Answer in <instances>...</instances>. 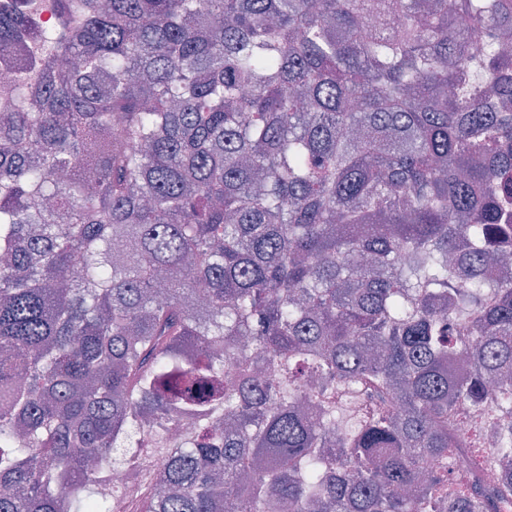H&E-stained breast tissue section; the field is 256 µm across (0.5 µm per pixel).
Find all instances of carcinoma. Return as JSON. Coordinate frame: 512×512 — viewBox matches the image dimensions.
I'll list each match as a JSON object with an SVG mask.
<instances>
[{
    "label": "carcinoma",
    "mask_w": 512,
    "mask_h": 512,
    "mask_svg": "<svg viewBox=\"0 0 512 512\" xmlns=\"http://www.w3.org/2000/svg\"><path fill=\"white\" fill-rule=\"evenodd\" d=\"M2 52L0 512H512V0H0Z\"/></svg>",
    "instance_id": "obj_1"
}]
</instances>
